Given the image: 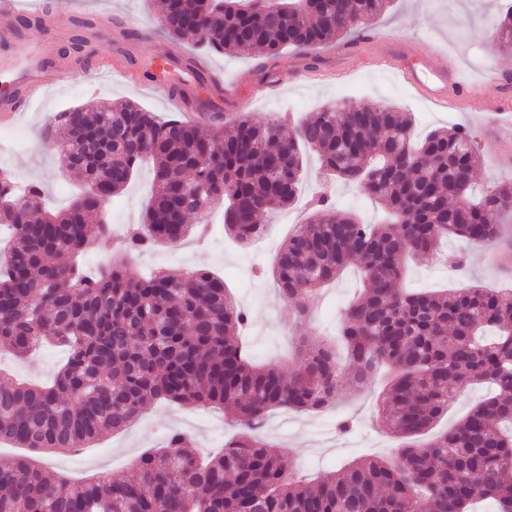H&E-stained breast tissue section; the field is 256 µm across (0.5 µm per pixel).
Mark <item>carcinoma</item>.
Wrapping results in <instances>:
<instances>
[{
  "instance_id": "obj_1",
  "label": "carcinoma",
  "mask_w": 512,
  "mask_h": 512,
  "mask_svg": "<svg viewBox=\"0 0 512 512\" xmlns=\"http://www.w3.org/2000/svg\"><path fill=\"white\" fill-rule=\"evenodd\" d=\"M388 0H163L161 30L232 55L318 48L363 33ZM512 51V4L497 25ZM58 151L89 190L57 212L42 188L0 175L7 258L0 260V346L27 355L42 343L68 349L50 386L0 375V442L37 453L78 452L128 427L149 400L210 404L238 424L224 451L204 462L177 431L144 452L121 481L99 474L71 484L25 458L0 460V512H475L491 500L512 512V289L445 293L403 289L404 258L445 237L487 246L501 239L495 217L512 211V183L468 201L481 153L465 126L415 137L409 113L383 104L325 107L283 135L281 124L240 112L222 143L187 120H162L132 103L75 106L56 116ZM326 180L354 183L389 215L366 224L338 213L330 195L280 248L274 278L304 316L306 296L352 264L364 285L341 315L338 336L355 381L389 373L376 404L379 427L405 441L391 459L351 464L311 483L267 451L261 429L274 409L320 411L336 401L342 365L320 339L306 341L294 368L252 363L239 333L249 315L206 268L173 276L131 275L126 263L87 271L75 259L110 224L104 209L152 162L155 194L122 243L127 256L178 245L225 202V228L258 236V218L289 206L305 152ZM489 383L495 394L425 443L455 400L454 385Z\"/></svg>"
}]
</instances>
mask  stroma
<instances>
[{"label":"stroma","instance_id":"stroma-1","mask_svg":"<svg viewBox=\"0 0 512 512\" xmlns=\"http://www.w3.org/2000/svg\"><path fill=\"white\" fill-rule=\"evenodd\" d=\"M85 18L98 20L108 15L112 27L131 32L128 44L136 66L156 59L159 52L172 50L191 55V43L170 40L157 26L161 0H83ZM504 0H389L385 10L370 24L378 42L363 46L360 57L339 58L337 44L314 50L287 48L270 57L256 50L237 55L206 53L209 66L224 76V89L210 92L189 91L192 107L205 108L219 103L224 123H231L239 112L235 98L226 95L227 87L250 94L260 83L276 84L273 94L251 96L250 111L259 118L285 117L296 122L327 105L351 102L358 105L386 103L411 112L417 135L437 127L462 124L469 127L481 148L482 160L476 170L477 187L512 180V121L474 110H443L419 99L392 70L375 65L387 43L405 49L406 61L416 72H423L433 52L445 54L462 78L480 82L489 69L512 75V53L498 48L495 40L497 19ZM319 61L328 78L299 80L297 74L311 61ZM132 101L161 117L173 114V107L162 97L121 80L52 86L49 94L16 122L0 126V136L19 135L21 145L7 153V171L23 182L38 183L48 207L60 209L83 188L77 171L61 166L58 150L49 138L58 112L74 106L93 109L104 103ZM320 174L315 154H308L307 178L296 203L261 215L266 236L243 247L224 232L223 213L213 209L203 231L192 232L178 246H159L128 260L133 275L156 270L172 274L206 267L223 276L236 303L250 315L243 341L252 360L258 364L289 366L298 360V339L309 335L333 344L337 341L338 320L346 303L360 286L361 274L351 266L328 288L308 296L307 320L296 317L293 304L284 300L272 270L276 255L293 230L292 223L305 215L312 186ZM153 190L151 168H141L121 195L112 199L104 212L112 227L109 238L95 241L82 264L97 269L120 258L121 238L128 224L147 209ZM465 251L467 262L460 276L448 274L447 254ZM498 247L462 248L456 238L442 241L437 250L409 261L404 286L412 291L478 285L484 288H512V266L498 257ZM67 352L60 347H44L20 360L0 348V371L14 378L39 384L51 383ZM352 367L343 371V386L330 412L322 415L271 411L264 432L275 453L307 477L317 480L353 461L393 456L401 442L375 428L379 380L358 386ZM351 420V432L343 433L338 424ZM178 429L187 436L188 446L201 456L214 455L235 432L222 410L150 400L143 406L138 421L123 431L104 434L81 452L37 456L36 462L53 473L79 482L108 473L122 479L131 475L137 458L157 446L165 432Z\"/></svg>","mask_w":512,"mask_h":512}]
</instances>
